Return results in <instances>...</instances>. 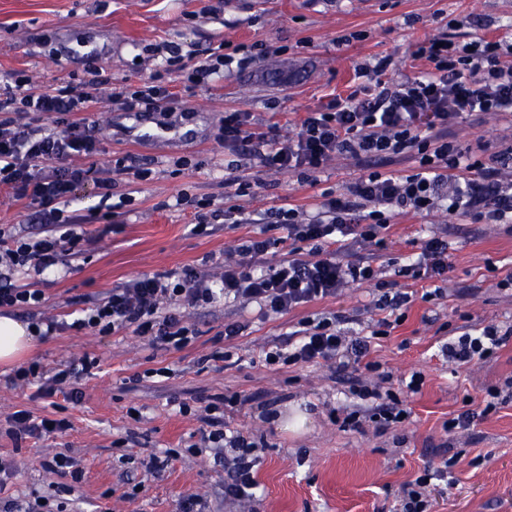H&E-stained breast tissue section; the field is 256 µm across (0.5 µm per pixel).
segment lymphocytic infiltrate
I'll return each instance as SVG.
<instances>
[{
  "label": "lymphocytic infiltrate",
  "mask_w": 512,
  "mask_h": 512,
  "mask_svg": "<svg viewBox=\"0 0 512 512\" xmlns=\"http://www.w3.org/2000/svg\"><path fill=\"white\" fill-rule=\"evenodd\" d=\"M168 51L165 72L185 73L192 88L208 77L223 75L233 62L231 55L210 53L189 68L179 46L169 45ZM415 54L430 65L424 74L386 82L382 75L387 59L365 63L360 71L374 75L375 83L356 86L347 95L306 112L295 134L284 141L260 130L252 113H225L217 139L235 156L236 167L294 173L311 186L318 184L328 162L339 156L353 159L364 171L343 193L322 192L313 212L279 207L274 226L283 230V237L252 236L243 241L237 248L238 260L225 261L220 280L189 267L147 275L113 287L86 309L84 317L72 322V329L97 328L104 333L129 329L152 343L179 349L198 334L185 321L183 309L224 298L244 306L256 304L260 316L267 318L370 282L372 305L383 316L369 335L346 336L340 316L333 313L306 317L296 325L291 348L273 346L265 362L334 368L336 373L348 374L352 394L364 401V414L378 428L405 420L408 411L402 401L392 391L379 389L391 380V372L366 355L372 339L389 335L402 322L401 312L411 306L414 296L395 282L378 279L370 259L346 261L338 246L340 239L349 236L374 251L384 250L392 209L428 212L442 201L447 202L449 214L482 224L512 220V182L506 176L512 166V145L489 162L471 164L465 162L448 126L449 120L476 112L512 116V65L502 61L504 55L512 54V45L476 33L460 43L442 32L420 42ZM87 73L81 88L47 84L37 90L27 76L16 73L12 86L0 93V188L8 189L13 199L38 205L42 224L41 231L30 236L0 225L1 308L40 307L44 295L32 287L31 276L54 271L64 251L80 253L82 237L74 227L81 218L63 211L80 187L93 186L105 201L112 195L114 177L129 174L146 181L152 174L151 169L128 166L122 157L106 170L64 167L68 157H90L99 151L84 115L99 104L96 91L107 79L93 65ZM164 74H153L140 87L119 92L123 109L136 113L180 110L181 101L168 90ZM413 151L420 163L416 173L400 176L367 168L368 162H388ZM276 243L283 245L284 252L277 265L266 267L265 256ZM449 249L447 231L433 233L422 240L415 263L403 267L402 275L443 278L449 268ZM511 339L512 326L502 330L487 325L476 335L461 332L446 341L441 352L450 363L465 368L492 358ZM91 366L84 359L53 371L32 363L20 367L13 381L37 385L39 395L59 392L65 400L76 402L82 397L80 382ZM508 403H512V377L488 387L484 405L460 412L445 422L444 429L450 434L469 429ZM8 422L6 434L16 442L46 437L69 426L67 419L37 418L26 410L16 411ZM206 422L215 460L227 472L225 500L252 501L257 487L255 442L240 432H226L223 418L210 415ZM453 464V459L442 458L405 484L399 512H430L433 484L447 481Z\"/></svg>",
  "instance_id": "lymphocytic-infiltrate-1"
}]
</instances>
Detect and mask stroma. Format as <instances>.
<instances>
[{"mask_svg":"<svg viewBox=\"0 0 512 512\" xmlns=\"http://www.w3.org/2000/svg\"><path fill=\"white\" fill-rule=\"evenodd\" d=\"M439 32L458 42L474 32L512 41V0H0V87L14 72L37 84L77 85L93 62L111 74L113 91L134 88L163 69L165 47L173 42L187 53L223 43L270 50L190 93L180 75L171 74L169 87L183 101L175 114L136 117L107 101L88 113L100 150L72 158V167L106 168L128 154L150 163L156 175L139 184L117 182L106 205L82 188L69 208L84 216L89 243L69 260L68 272L39 276L46 298L41 308L17 309L14 317L69 321L112 287L166 270L190 266L220 275L221 261L234 258L236 246L256 235L259 225L217 223L198 233L191 207L178 200L189 196L209 201L214 210L223 207L224 184L238 176L215 139L225 112L253 113L259 126H277L288 137L304 112L358 84L365 62L389 58L390 80L425 72L416 46ZM453 128L478 162L512 145L507 116L477 112L457 119ZM183 157L192 159V167L178 166ZM359 173L341 158L328 163L313 187L286 172H255L249 193L233 202L256 215L286 204L308 211L322 192H342ZM392 222L383 253L387 279L420 293L442 290L431 301H415L369 355L391 370V390L412 410L408 422L383 433L365 417L358 426L345 425L357 399L327 367L268 366L260 357L271 343L288 344L293 325L307 316L335 311L354 331L370 323L378 313L364 285L266 319L256 307L231 302L188 309L198 335L181 349L152 345L128 329L55 332L36 338L22 362L37 359L53 368L86 356L96 365L84 376L76 403L12 385V367L0 366V459L13 469L0 487V512H25L30 500L49 494L66 502L67 512H180L190 494L207 502V512H397L402 485L447 453L459 457L454 482L432 491L430 512H512V405L468 431L449 435L443 429L468 402H480L485 387L512 376V340L496 358L466 370L440 353L461 325H512V288L500 286L512 273V235L443 207L399 211ZM438 224L447 225L451 245L445 279L396 276L395 268L409 264ZM238 319L250 320L247 335L225 340V323ZM222 352L229 360H219ZM416 372L425 383L413 395L405 384ZM56 403L71 423L65 433L18 446L6 436V419L15 411L44 416ZM183 403L190 413H180ZM209 404L220 407L230 429L259 446L253 504L225 503L224 469L214 463L212 450H189L209 430L200 419ZM294 408L309 416L299 431L276 429L266 418ZM170 448L178 458L165 471L149 472L151 456ZM60 452L78 461L80 482L46 470Z\"/></svg>","mask_w":512,"mask_h":512,"instance_id":"stroma-1","label":"stroma"}]
</instances>
